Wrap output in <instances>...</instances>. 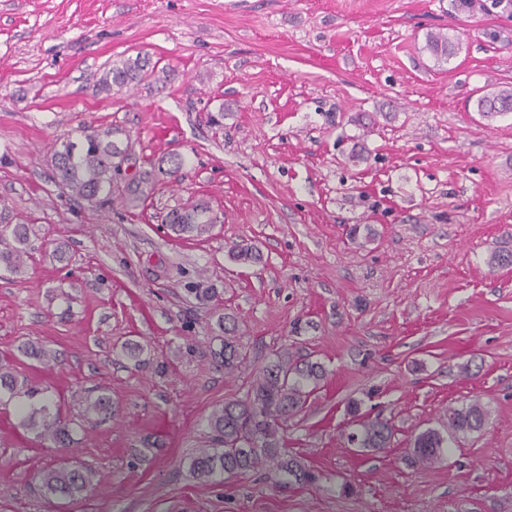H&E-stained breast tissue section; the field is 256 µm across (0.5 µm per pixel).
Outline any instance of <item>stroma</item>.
<instances>
[{
  "label": "stroma",
  "instance_id": "1",
  "mask_svg": "<svg viewBox=\"0 0 512 512\" xmlns=\"http://www.w3.org/2000/svg\"><path fill=\"white\" fill-rule=\"evenodd\" d=\"M438 32L461 43L450 61L426 47ZM140 53L171 82L97 89ZM494 86L512 88L498 0H0V225L35 247L22 274L0 269V364L73 427L60 452L0 407V512H512V269L488 264L512 250V113L473 99ZM106 130L128 148L123 186L154 174L138 206L122 187L90 208L52 180L63 140ZM200 201L211 231L177 239L163 217ZM224 313L242 345L324 364L283 435L312 480L188 473L256 369L212 361ZM94 388L111 418L78 403ZM475 401L482 431L408 466L418 433ZM375 416L390 447L351 445ZM63 459L89 489L37 497Z\"/></svg>",
  "mask_w": 512,
  "mask_h": 512
}]
</instances>
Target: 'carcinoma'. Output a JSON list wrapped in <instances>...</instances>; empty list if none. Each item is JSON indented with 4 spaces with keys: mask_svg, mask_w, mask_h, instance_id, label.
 Wrapping results in <instances>:
<instances>
[{
    "mask_svg": "<svg viewBox=\"0 0 512 512\" xmlns=\"http://www.w3.org/2000/svg\"><path fill=\"white\" fill-rule=\"evenodd\" d=\"M427 48L439 59L449 60L457 54L459 44L440 32L427 37ZM146 79L168 82L172 74L156 70V64L147 56L127 59L121 64L106 67L98 80L104 89L137 86ZM476 111L487 119L512 111V88L488 90L475 100ZM110 132L90 133L80 142L65 140L54 150L51 157L54 181L76 200L91 207L109 203L112 184L120 175L125 151L109 139ZM152 190L151 174L147 171L134 184L127 185V200L134 203L146 198ZM168 227L183 235H201L212 227L209 207L196 204L187 208L173 209L165 218ZM29 229L25 224L0 226V264L12 273H19L32 255ZM224 331V347L214 353V358L224 368L232 369L243 363L250 351L241 344L229 340L236 330L233 316L226 314L218 321ZM326 374L321 362L308 356H295L275 352L257 369L254 379L248 381L247 390L240 399H229L212 412L208 418L212 448H206L188 458V472L205 481H222L224 476H236L255 470L260 464L268 465L267 476L287 485L292 481H311L314 475L283 447L279 429L288 423L304 406L306 388L320 381ZM86 410L105 419L112 414V399L104 391L89 392L84 397ZM487 412L478 403H471L448 413L447 435L434 429L419 433L410 451L409 463L442 460L445 449L460 434L479 432L486 424ZM27 424L38 426V434L50 442L53 448H65L70 444L72 429L60 420L50 401H45L37 414L27 418ZM358 429L349 434L351 443L359 448L376 451L388 448L392 443L393 430L389 422L375 417L357 423ZM86 469L78 464L63 463L48 469L37 485L36 493L45 499H73L89 486Z\"/></svg>",
    "mask_w": 512,
    "mask_h": 512,
    "instance_id": "1",
    "label": "carcinoma"
}]
</instances>
